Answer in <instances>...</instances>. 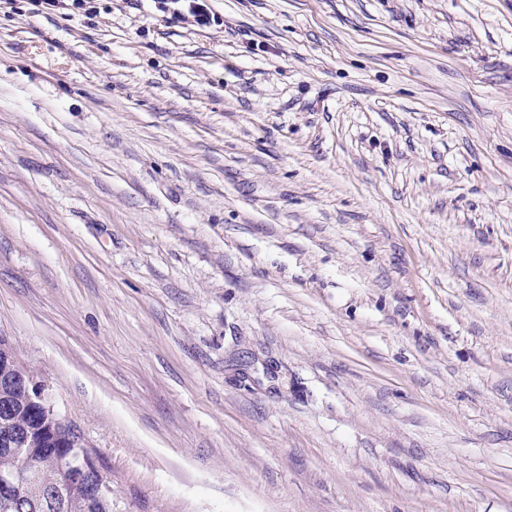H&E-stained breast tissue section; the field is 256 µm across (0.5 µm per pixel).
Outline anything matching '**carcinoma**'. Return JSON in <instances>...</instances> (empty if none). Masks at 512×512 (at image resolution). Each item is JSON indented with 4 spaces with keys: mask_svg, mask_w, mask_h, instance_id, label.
<instances>
[{
    "mask_svg": "<svg viewBox=\"0 0 512 512\" xmlns=\"http://www.w3.org/2000/svg\"><path fill=\"white\" fill-rule=\"evenodd\" d=\"M30 370L15 362L8 341L0 338V475L28 470L21 487L0 484V512H112V499L98 491L92 472L77 486L61 462L72 450L71 430L51 426L50 412L34 404L25 380ZM65 488L60 500L50 487Z\"/></svg>",
    "mask_w": 512,
    "mask_h": 512,
    "instance_id": "carcinoma-1",
    "label": "carcinoma"
}]
</instances>
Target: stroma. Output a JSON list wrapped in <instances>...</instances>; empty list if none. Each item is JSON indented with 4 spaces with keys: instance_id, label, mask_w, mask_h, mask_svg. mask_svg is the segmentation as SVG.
<instances>
[{
    "instance_id": "35a3bbf8",
    "label": "stroma",
    "mask_w": 512,
    "mask_h": 512,
    "mask_svg": "<svg viewBox=\"0 0 512 512\" xmlns=\"http://www.w3.org/2000/svg\"><path fill=\"white\" fill-rule=\"evenodd\" d=\"M0 8V336L112 512H512V0ZM34 1V13L40 14H59L64 17H71L75 14H82L91 19V16H97L99 7L97 0H31ZM162 11H172V15L181 16L185 13L190 14L198 23L206 24L213 20L202 8L203 5L198 0H158Z\"/></svg>"
}]
</instances>
